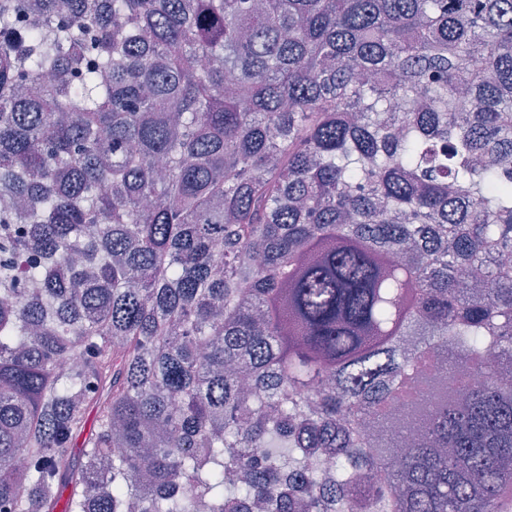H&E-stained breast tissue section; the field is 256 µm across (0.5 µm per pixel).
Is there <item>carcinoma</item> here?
I'll return each mask as SVG.
<instances>
[{
  "mask_svg": "<svg viewBox=\"0 0 512 512\" xmlns=\"http://www.w3.org/2000/svg\"><path fill=\"white\" fill-rule=\"evenodd\" d=\"M507 254L512 0H0V512H502Z\"/></svg>",
  "mask_w": 512,
  "mask_h": 512,
  "instance_id": "carcinoma-1",
  "label": "carcinoma"
}]
</instances>
